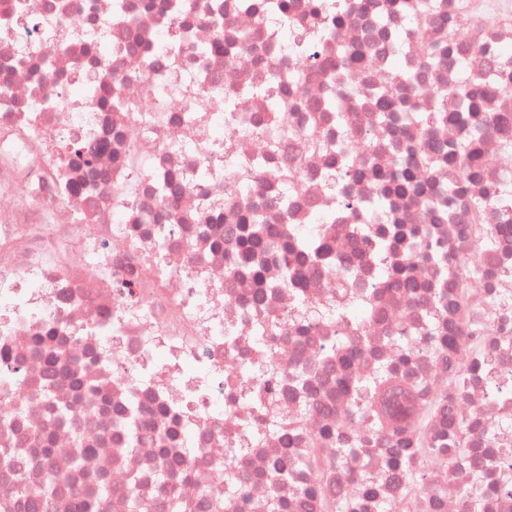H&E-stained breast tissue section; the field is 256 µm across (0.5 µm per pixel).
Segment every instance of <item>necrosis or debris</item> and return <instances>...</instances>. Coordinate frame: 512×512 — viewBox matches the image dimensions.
I'll return each instance as SVG.
<instances>
[{
    "label": "necrosis or debris",
    "instance_id": "1",
    "mask_svg": "<svg viewBox=\"0 0 512 512\" xmlns=\"http://www.w3.org/2000/svg\"><path fill=\"white\" fill-rule=\"evenodd\" d=\"M290 4L0 0V512H30L50 473L81 500L109 482L93 512L169 491L205 512H512V0ZM405 74L426 121L377 122ZM452 89L476 92L481 138ZM462 155L463 186L427 204ZM257 212L320 256L252 269L236 233ZM419 232L448 274L374 259ZM476 348L493 372L452 376ZM384 369L454 466L391 469L359 421L350 454L286 480L353 405L341 382ZM132 402L133 450L113 424Z\"/></svg>",
    "mask_w": 512,
    "mask_h": 512
}]
</instances>
